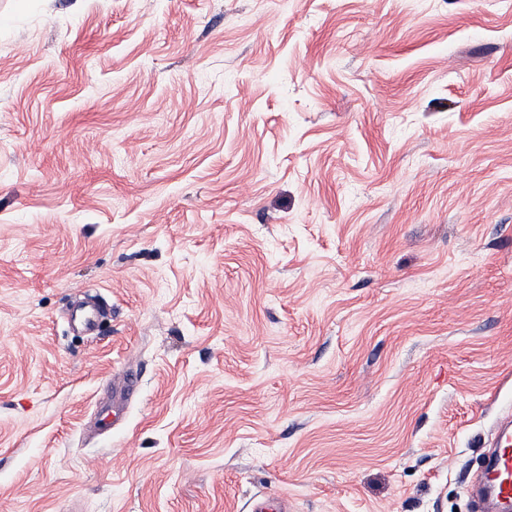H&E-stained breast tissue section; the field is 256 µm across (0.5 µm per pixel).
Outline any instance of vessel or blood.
I'll use <instances>...</instances> for the list:
<instances>
[{
    "mask_svg": "<svg viewBox=\"0 0 512 512\" xmlns=\"http://www.w3.org/2000/svg\"><path fill=\"white\" fill-rule=\"evenodd\" d=\"M482 512H512V419L499 422L494 443L477 480Z\"/></svg>",
    "mask_w": 512,
    "mask_h": 512,
    "instance_id": "vessel-or-blood-1",
    "label": "vessel or blood"
}]
</instances>
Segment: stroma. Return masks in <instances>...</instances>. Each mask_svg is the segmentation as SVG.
Wrapping results in <instances>:
<instances>
[{"mask_svg":"<svg viewBox=\"0 0 512 512\" xmlns=\"http://www.w3.org/2000/svg\"><path fill=\"white\" fill-rule=\"evenodd\" d=\"M509 414L512 0H0V512H475Z\"/></svg>","mask_w":512,"mask_h":512,"instance_id":"1","label":"stroma"}]
</instances>
